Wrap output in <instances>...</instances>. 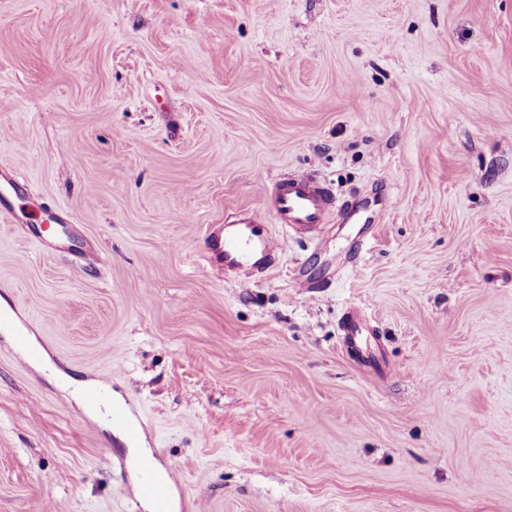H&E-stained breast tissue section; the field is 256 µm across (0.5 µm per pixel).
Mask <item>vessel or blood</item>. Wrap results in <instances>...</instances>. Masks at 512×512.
Here are the masks:
<instances>
[{
  "instance_id": "vessel-or-blood-1",
  "label": "vessel or blood",
  "mask_w": 512,
  "mask_h": 512,
  "mask_svg": "<svg viewBox=\"0 0 512 512\" xmlns=\"http://www.w3.org/2000/svg\"><path fill=\"white\" fill-rule=\"evenodd\" d=\"M272 206V220L242 214L233 223L218 226L208 236L207 261L213 271L258 275L281 257L272 223L292 229L310 230L323 224L334 200L331 186L308 175H294L262 191ZM138 496L151 499L154 512H170L166 487L140 484Z\"/></svg>"
}]
</instances>
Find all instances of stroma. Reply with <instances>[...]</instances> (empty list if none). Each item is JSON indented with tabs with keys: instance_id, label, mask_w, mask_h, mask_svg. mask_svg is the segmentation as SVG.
I'll use <instances>...</instances> for the list:
<instances>
[{
	"instance_id": "obj_1",
	"label": "stroma",
	"mask_w": 512,
	"mask_h": 512,
	"mask_svg": "<svg viewBox=\"0 0 512 512\" xmlns=\"http://www.w3.org/2000/svg\"><path fill=\"white\" fill-rule=\"evenodd\" d=\"M1 169L0 298L172 512H512V0H0ZM300 174L328 223L215 274ZM127 448L0 329V512H146ZM206 258L213 271L259 275L280 260L276 235L266 220L241 214L231 224H220L208 236ZM61 377L63 379V385L65 386V388L72 389L71 394L75 397V399L78 401V403L82 407H84L88 411V413L91 414L92 416H96L97 418L106 417L108 408L112 406V403L117 407H120V408L123 407V399L118 395L112 396V394H111L109 397L106 398V401L104 402L105 413L101 414L99 405L92 403L87 398V395H88L91 400L96 401V402H102L104 399V396L101 393H99L97 391H89L90 386L87 382H80L75 379L66 377L63 374H61ZM88 391H89V393H88ZM107 420L111 424V426H113L115 428L122 429L123 431H126L128 434V437L131 440H135L138 437L137 430L135 428L130 427V425L127 421L126 415L122 410H120V409L112 410V412H110L108 414Z\"/></svg>"
}]
</instances>
